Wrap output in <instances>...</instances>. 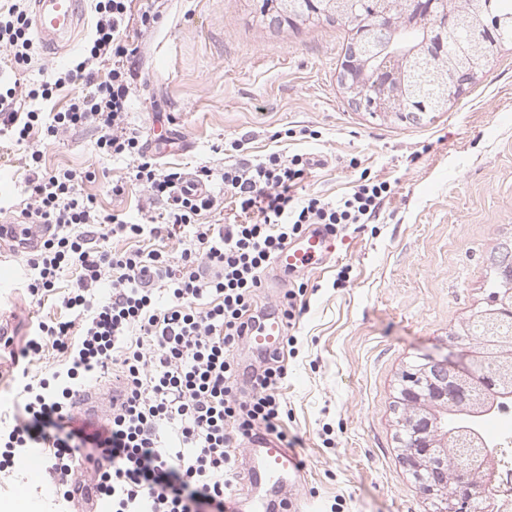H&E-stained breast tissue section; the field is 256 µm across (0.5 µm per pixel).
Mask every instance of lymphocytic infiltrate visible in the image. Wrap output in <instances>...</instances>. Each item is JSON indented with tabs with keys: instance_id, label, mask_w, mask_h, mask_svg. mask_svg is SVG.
Instances as JSON below:
<instances>
[{
	"instance_id": "lymphocytic-infiltrate-1",
	"label": "lymphocytic infiltrate",
	"mask_w": 512,
	"mask_h": 512,
	"mask_svg": "<svg viewBox=\"0 0 512 512\" xmlns=\"http://www.w3.org/2000/svg\"><path fill=\"white\" fill-rule=\"evenodd\" d=\"M166 3L93 0V30L64 69L37 84L0 83V136L29 148L33 163L25 215L55 228L28 259V291L47 295L64 270L76 273L62 299L73 319L37 321L21 350L28 357L49 345L64 363L48 378L17 377L23 415L0 428V474L36 450L62 504L72 501L68 475L87 461L86 480L111 501L112 512H228L238 478L233 450L288 440V411L278 397L287 377L284 354L267 357L247 395L238 394L234 351L254 321L262 274L309 225L334 233L343 224L367 223L390 186L369 179L333 201L300 199L292 189L306 178L307 159L274 152L225 165L223 194L239 218L203 223L222 194L183 189L181 172L148 156L128 121L142 40L161 24ZM32 53L26 0H0V54L17 68ZM75 83L83 91L66 108L37 109V101ZM23 100L33 109L20 110ZM89 123L100 131L101 154L135 161L129 179L113 182V195L136 188L146 202L165 203L164 221L147 228L102 210L81 188L91 172L42 170L35 141L49 145ZM187 227L192 235L175 262L157 249L103 245L113 237L172 238ZM108 374L123 382L124 401L100 427L75 425L82 387Z\"/></svg>"
}]
</instances>
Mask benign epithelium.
Wrapping results in <instances>:
<instances>
[{
  "label": "benign epithelium",
  "instance_id": "obj_1",
  "mask_svg": "<svg viewBox=\"0 0 512 512\" xmlns=\"http://www.w3.org/2000/svg\"><path fill=\"white\" fill-rule=\"evenodd\" d=\"M343 0H311L312 9L303 15L290 13L288 0H267L261 15L271 26L297 23L319 16L354 26L355 40L342 64L340 84L348 101L359 110L386 117L416 119L427 113L419 96L417 79L420 57L439 58L445 53L448 30L456 22V0H405L407 13L425 18L418 43L395 40L387 22L391 0H377V8L363 21L347 18ZM480 66H448L443 81L444 98H456L463 86L478 74ZM475 354L464 353L462 364L448 357L424 355L404 373L398 389L397 406H416L419 413L402 422L403 462L418 479L423 493L432 500L435 512H466L472 498L483 494L484 486L471 483L462 474H448L447 460L440 457L448 447V435H440L435 412L448 403L455 383L477 378Z\"/></svg>",
  "mask_w": 512,
  "mask_h": 512
}]
</instances>
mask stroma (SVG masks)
Instances as JSON below:
<instances>
[{"instance_id":"stroma-1","label":"stroma","mask_w":512,"mask_h":512,"mask_svg":"<svg viewBox=\"0 0 512 512\" xmlns=\"http://www.w3.org/2000/svg\"><path fill=\"white\" fill-rule=\"evenodd\" d=\"M95 22L93 10L74 44L35 46L21 70L0 66V81L39 83L76 56ZM351 25L325 19L273 28L259 0H169L160 26L144 38L136 67L139 92L129 121L143 140L169 129L188 150L158 155L165 167L212 168L222 186L224 157L215 146L245 140L233 161L277 152L306 155L312 172L296 191L336 199L360 175L389 182L392 193L376 218L336 234V256L322 270L277 275L268 269L255 298L256 314L279 309L287 289L305 286L308 307L294 331L280 390L285 429L306 465L281 499L314 501L320 512H433L431 500L405 466L395 407L404 371L425 354L442 355L450 333L487 299L486 283L501 243L512 240V46L441 112L418 121L374 116L351 107L338 82ZM285 128L316 138H278ZM97 129L72 131L45 151L47 170L95 172L85 183L103 209L147 223L162 205L143 212L139 192L116 198L109 184L133 163L102 156ZM28 150L0 143V219L20 216L29 202ZM28 256L0 259V277L14 280L0 294V312L18 320L10 354L0 358V423L21 411L14 378H41L61 368L52 348L14 360L38 320H69L62 306L75 278L64 272L51 295L27 292ZM36 512H56L46 469L18 461L0 477V512H12L17 490Z\"/></svg>"}]
</instances>
